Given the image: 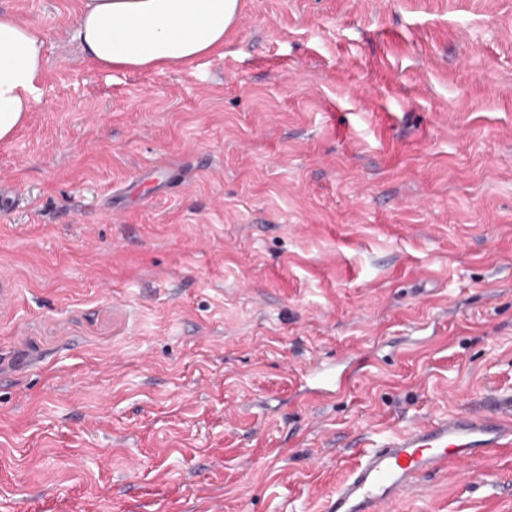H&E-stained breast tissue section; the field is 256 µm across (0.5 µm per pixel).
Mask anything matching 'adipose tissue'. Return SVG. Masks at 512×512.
Masks as SVG:
<instances>
[{"mask_svg":"<svg viewBox=\"0 0 512 512\" xmlns=\"http://www.w3.org/2000/svg\"><path fill=\"white\" fill-rule=\"evenodd\" d=\"M239 13L240 0H81L75 34L99 65L161 69L223 46ZM44 70L37 30L0 12V141L25 123Z\"/></svg>","mask_w":512,"mask_h":512,"instance_id":"ef3b65f1","label":"adipose tissue"}]
</instances>
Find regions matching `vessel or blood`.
<instances>
[{"label":"vessel or blood","instance_id":"b4317fda","mask_svg":"<svg viewBox=\"0 0 512 512\" xmlns=\"http://www.w3.org/2000/svg\"><path fill=\"white\" fill-rule=\"evenodd\" d=\"M317 391L329 397L340 378L314 363L306 372ZM512 444V396L495 399L491 413L455 412L435 422H414L382 442L359 441L356 462L327 502V512H384L422 475L440 471L449 461L466 464L492 448Z\"/></svg>","mask_w":512,"mask_h":512}]
</instances>
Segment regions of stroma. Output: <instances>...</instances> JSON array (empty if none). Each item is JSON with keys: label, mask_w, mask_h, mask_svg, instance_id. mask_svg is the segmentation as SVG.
<instances>
[{"label": "stroma", "mask_w": 512, "mask_h": 512, "mask_svg": "<svg viewBox=\"0 0 512 512\" xmlns=\"http://www.w3.org/2000/svg\"><path fill=\"white\" fill-rule=\"evenodd\" d=\"M79 2L0 0L46 59L0 141V512H325L357 439L512 395V0H241L133 71ZM387 512H512V445ZM305 376L315 380L319 386L315 389L322 396L331 397L336 393V389L340 387L342 378L336 377V374L327 372L322 362H316L309 367Z\"/></svg>", "instance_id": "1"}]
</instances>
